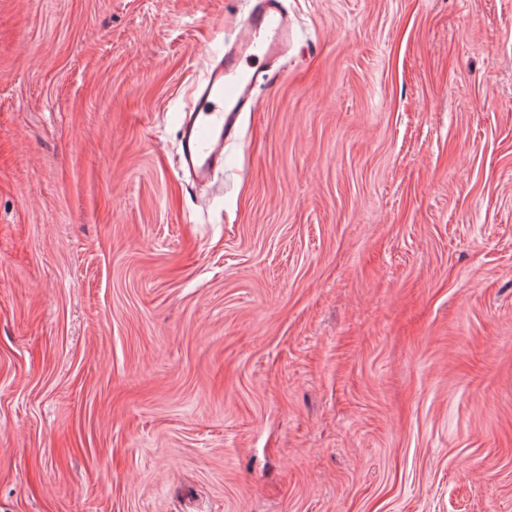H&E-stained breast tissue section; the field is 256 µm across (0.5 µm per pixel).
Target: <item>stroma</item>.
<instances>
[{"label":"stroma","instance_id":"stroma-1","mask_svg":"<svg viewBox=\"0 0 512 512\" xmlns=\"http://www.w3.org/2000/svg\"><path fill=\"white\" fill-rule=\"evenodd\" d=\"M0 0V512H512V0ZM292 27L278 0H258L239 26L232 47L211 63L198 85L194 101L183 110L179 165L200 182L221 187L215 174L224 169L225 147L233 142L243 112L255 107V90L262 74L250 64L262 59L271 67L285 54L292 39Z\"/></svg>","mask_w":512,"mask_h":512}]
</instances>
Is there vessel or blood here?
<instances>
[{
	"label": "vessel or blood",
	"mask_w": 512,
	"mask_h": 512,
	"mask_svg": "<svg viewBox=\"0 0 512 512\" xmlns=\"http://www.w3.org/2000/svg\"><path fill=\"white\" fill-rule=\"evenodd\" d=\"M292 39L279 0H256L232 46L211 63L194 101L183 111L179 165L200 182H212L225 165V147L239 132L242 113L253 111L263 67L276 64ZM262 67H255V60Z\"/></svg>",
	"instance_id": "b4317fda"
}]
</instances>
